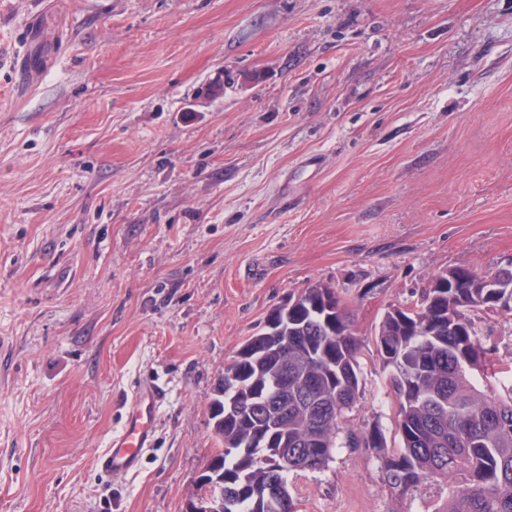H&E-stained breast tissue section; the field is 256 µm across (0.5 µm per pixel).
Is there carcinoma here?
I'll list each match as a JSON object with an SVG mask.
<instances>
[{"instance_id":"carcinoma-1","label":"carcinoma","mask_w":512,"mask_h":512,"mask_svg":"<svg viewBox=\"0 0 512 512\" xmlns=\"http://www.w3.org/2000/svg\"><path fill=\"white\" fill-rule=\"evenodd\" d=\"M438 271L414 309L389 308L376 342L397 406L400 451L382 434L344 429L360 395L359 343L335 289L315 285L273 309L224 367L211 404L221 448L206 463L224 512H296L291 470L321 469L338 447L382 453L384 480L406 494L448 484L442 512H512V362L492 364L472 311H512V270L495 287L470 267ZM509 378L484 389L474 372Z\"/></svg>"}]
</instances>
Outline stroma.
I'll return each instance as SVG.
<instances>
[{"label":"stroma","instance_id":"35a3bbf8","mask_svg":"<svg viewBox=\"0 0 512 512\" xmlns=\"http://www.w3.org/2000/svg\"><path fill=\"white\" fill-rule=\"evenodd\" d=\"M0 41V512H185L225 365L316 284L359 340L347 426L398 449L385 312L512 264V0H0ZM473 318L512 362V313ZM143 377L157 446L102 475ZM288 490L297 512L448 500L392 494L367 448Z\"/></svg>","mask_w":512,"mask_h":512}]
</instances>
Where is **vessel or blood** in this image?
Here are the masks:
<instances>
[{"mask_svg": "<svg viewBox=\"0 0 512 512\" xmlns=\"http://www.w3.org/2000/svg\"><path fill=\"white\" fill-rule=\"evenodd\" d=\"M163 400L164 393L156 382L142 381L133 386L119 430L96 458L101 472L124 476L140 470L147 451L157 443L155 419Z\"/></svg>", "mask_w": 512, "mask_h": 512, "instance_id": "obj_1", "label": "vessel or blood"}]
</instances>
